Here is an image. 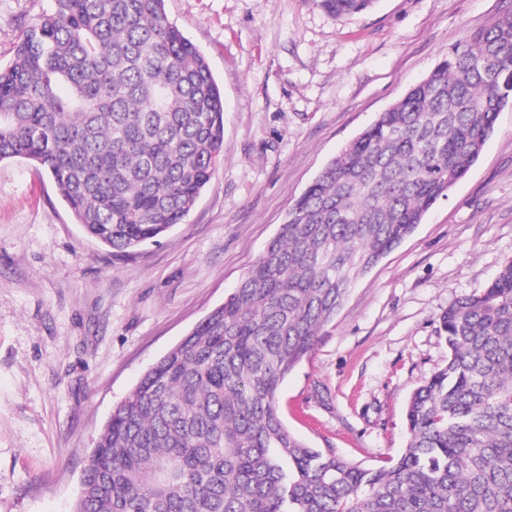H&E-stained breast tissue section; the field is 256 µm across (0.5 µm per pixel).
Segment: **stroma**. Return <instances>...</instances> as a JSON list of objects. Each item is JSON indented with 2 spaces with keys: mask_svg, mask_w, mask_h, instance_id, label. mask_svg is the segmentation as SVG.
I'll use <instances>...</instances> for the list:
<instances>
[{
  "mask_svg": "<svg viewBox=\"0 0 512 512\" xmlns=\"http://www.w3.org/2000/svg\"><path fill=\"white\" fill-rule=\"evenodd\" d=\"M50 0H0V65ZM224 89V154L184 223L117 255L49 176L0 163V512H73L113 408L237 287L320 170L512 0H165ZM512 261V106L447 199L370 272L284 381L278 413L316 448L378 467L448 360L439 317ZM318 7L329 14L359 12L370 7L374 0H313Z\"/></svg>",
  "mask_w": 512,
  "mask_h": 512,
  "instance_id": "1",
  "label": "stroma"
}]
</instances>
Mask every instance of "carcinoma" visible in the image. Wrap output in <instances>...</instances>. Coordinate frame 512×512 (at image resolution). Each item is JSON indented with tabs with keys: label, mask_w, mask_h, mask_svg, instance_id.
Listing matches in <instances>:
<instances>
[{
	"label": "carcinoma",
	"mask_w": 512,
	"mask_h": 512,
	"mask_svg": "<svg viewBox=\"0 0 512 512\" xmlns=\"http://www.w3.org/2000/svg\"><path fill=\"white\" fill-rule=\"evenodd\" d=\"M510 103L508 12L322 168L235 291L115 406L74 512H512V262L441 316L448 362L410 397L388 465L309 446L277 409L354 280L448 198ZM223 152L224 91L165 0H53L0 66V162L47 173L117 254L182 223Z\"/></svg>",
	"instance_id": "carcinoma-1"
}]
</instances>
